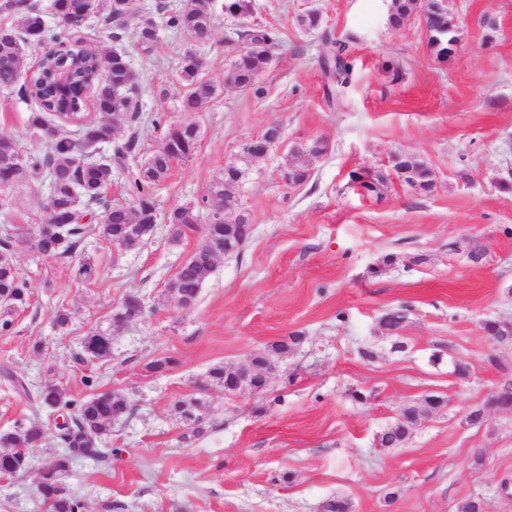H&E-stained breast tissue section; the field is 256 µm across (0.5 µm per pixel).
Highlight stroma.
I'll return each mask as SVG.
<instances>
[{"label":"stroma","mask_w":512,"mask_h":512,"mask_svg":"<svg viewBox=\"0 0 512 512\" xmlns=\"http://www.w3.org/2000/svg\"><path fill=\"white\" fill-rule=\"evenodd\" d=\"M391 3L252 0L246 17L217 15L210 43L194 48L165 30L148 52L135 27L115 41L92 17L95 48L125 54L139 84L137 118L116 122V140L133 148L104 204L129 201L132 173L169 126L194 122L199 141L156 185V228L139 244L117 248L91 233L69 257L15 255L33 295L13 334L0 336V368L33 392L114 390L132 408L112 428L115 455L73 463L67 487L85 512H321L333 497L351 512H460L470 499L512 512V412L468 421L512 382V342L483 329L512 322V0H450L460 51L445 62L420 15L391 25ZM311 10L319 26L300 27ZM256 26L281 37L260 95L227 80ZM335 39L351 43V72L330 102L322 54ZM190 50L218 87L196 112L181 109ZM30 108L18 90H0V135L25 150L44 144ZM273 123L280 141L235 193L249 240L217 261L192 307L177 306L166 286L204 233L172 240L168 214L190 204L207 216L210 185ZM316 140L324 154L307 158L303 183H287L291 150ZM396 153L424 163L431 191L394 176L378 198L352 183L351 172L388 168ZM48 192L45 174H29L10 192L9 223H42ZM83 260L87 279L76 274ZM130 295L146 312L113 333L111 358L76 361L84 336L109 326ZM61 306L71 315L64 329L54 325ZM391 312L404 317L394 332L381 323ZM291 336L300 342L276 358L264 392L228 395L210 381L211 367L240 366ZM166 356L172 370L146 371ZM432 394L446 399L443 411L422 418L403 447H378L381 429ZM188 397L205 404L197 436L174 411ZM57 452L51 441L31 449L29 473L0 479V512H45L38 470Z\"/></svg>","instance_id":"stroma-1"}]
</instances>
